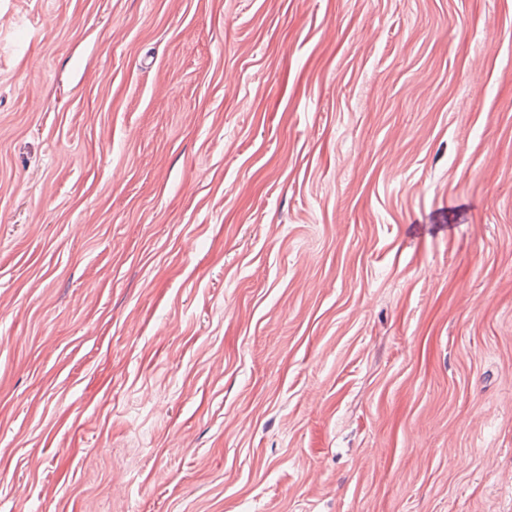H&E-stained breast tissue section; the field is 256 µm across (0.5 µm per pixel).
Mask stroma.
Listing matches in <instances>:
<instances>
[{
	"label": "stroma",
	"instance_id": "obj_1",
	"mask_svg": "<svg viewBox=\"0 0 512 512\" xmlns=\"http://www.w3.org/2000/svg\"><path fill=\"white\" fill-rule=\"evenodd\" d=\"M0 512H512V0H0Z\"/></svg>",
	"mask_w": 512,
	"mask_h": 512
}]
</instances>
